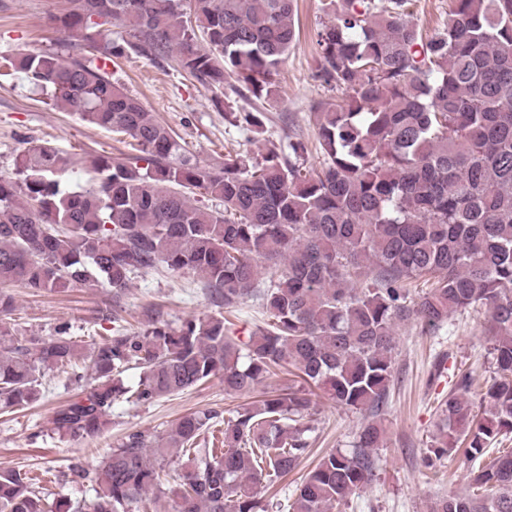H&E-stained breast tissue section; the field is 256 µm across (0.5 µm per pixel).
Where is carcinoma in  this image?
Returning a JSON list of instances; mask_svg holds the SVG:
<instances>
[{
	"instance_id": "cac0c4a2",
	"label": "carcinoma",
	"mask_w": 512,
	"mask_h": 512,
	"mask_svg": "<svg viewBox=\"0 0 512 512\" xmlns=\"http://www.w3.org/2000/svg\"><path fill=\"white\" fill-rule=\"evenodd\" d=\"M54 18L74 46L69 62L31 50L1 55L54 104L87 125L133 140L134 153L92 160L86 187L63 184L50 144L17 155L0 176V286L35 293L93 282L116 296L131 275L190 272L218 307L256 298L271 322L241 337L222 312L179 327L150 314L137 333L102 318L112 335L87 346L66 325L18 336L0 323V411L42 395L48 372H71L80 391L52 413L51 432L79 440L102 432L115 401L151 404L212 378L253 393L282 368L336 405L369 413L353 448L325 454L304 476L290 512L347 507L370 481L379 417L394 384L397 329L435 336L456 313H483L495 360L483 405L459 370L441 406L425 467L460 445L478 467L473 495L441 497L433 512H512V0H455L425 33L412 0H324L316 78L336 99L310 112L321 161L305 145L270 141L206 163L119 82L108 66L127 51L173 58L200 84L233 76L275 101L276 77L297 35L295 0H68ZM117 26L123 32L113 33ZM232 125L264 133L266 115ZM207 196L223 208L206 207ZM276 266L260 279L267 264ZM141 369L136 387L122 374ZM311 393L290 387L224 419L220 445L201 435L217 410L189 412L161 434L128 433L84 474L94 495L59 512H269L262 487L291 473L310 445ZM190 468L167 487L164 465ZM0 512H47L31 479L0 469Z\"/></svg>"
}]
</instances>
